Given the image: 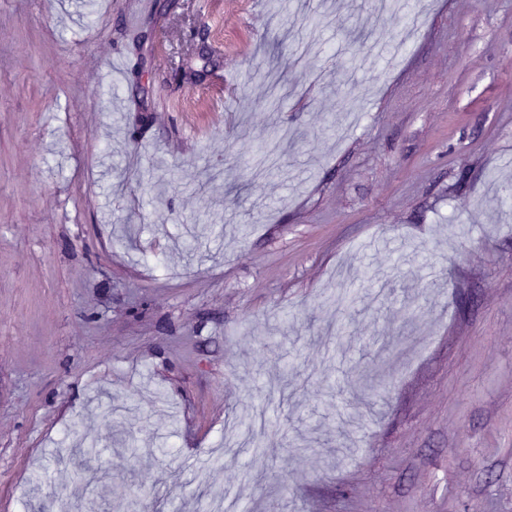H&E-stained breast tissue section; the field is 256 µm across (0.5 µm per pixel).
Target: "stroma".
Returning <instances> with one entry per match:
<instances>
[{"label":"stroma","mask_w":512,"mask_h":512,"mask_svg":"<svg viewBox=\"0 0 512 512\" xmlns=\"http://www.w3.org/2000/svg\"><path fill=\"white\" fill-rule=\"evenodd\" d=\"M401 2L0 0V512H512V0Z\"/></svg>","instance_id":"stroma-1"}]
</instances>
